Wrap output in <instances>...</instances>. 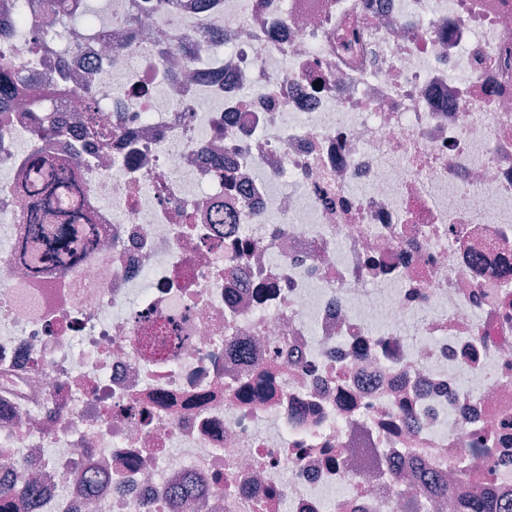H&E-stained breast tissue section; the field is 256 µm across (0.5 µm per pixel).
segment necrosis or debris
<instances>
[{
  "instance_id": "1",
  "label": "necrosis or debris",
  "mask_w": 512,
  "mask_h": 512,
  "mask_svg": "<svg viewBox=\"0 0 512 512\" xmlns=\"http://www.w3.org/2000/svg\"><path fill=\"white\" fill-rule=\"evenodd\" d=\"M108 6L69 50L41 16L0 38L25 76L0 108V477L50 471L35 512H406L420 466L442 512H512V0ZM34 154L85 191L76 275L14 259ZM181 315L150 353L143 320ZM362 435L401 475L360 471ZM181 329L182 322L179 318H168L166 319L164 330H161L160 334L153 331L154 336H148V341L153 346L170 348L173 344L175 345L177 340L181 339V336H176Z\"/></svg>"
}]
</instances>
